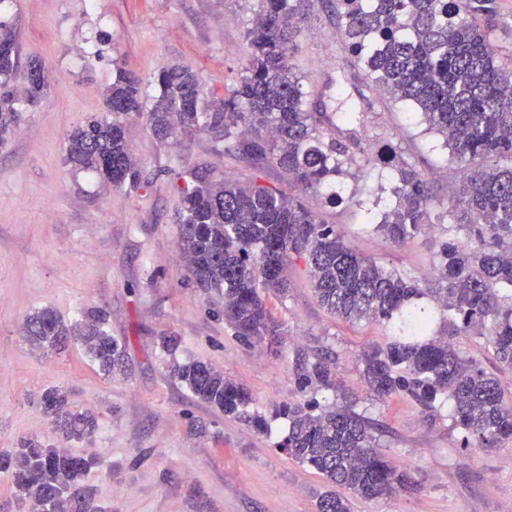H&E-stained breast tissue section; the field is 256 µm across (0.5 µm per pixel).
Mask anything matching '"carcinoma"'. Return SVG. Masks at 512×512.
I'll return each instance as SVG.
<instances>
[{
  "instance_id": "obj_1",
  "label": "carcinoma",
  "mask_w": 512,
  "mask_h": 512,
  "mask_svg": "<svg viewBox=\"0 0 512 512\" xmlns=\"http://www.w3.org/2000/svg\"><path fill=\"white\" fill-rule=\"evenodd\" d=\"M302 0H260L244 32L247 66L228 97L207 93L198 73L173 66L154 76L157 94L118 71L105 90L106 114L90 116L67 136L66 162L114 187L146 184L125 136L121 117L146 113L153 135L166 141L208 131L224 149L257 170L276 167L297 192L254 182H215L193 172L181 188L178 249L196 283L224 295L219 315L235 337L249 344H277L284 331L265 304L288 293L287 270L304 264L318 303L345 322L373 321L390 328L383 347L363 356L362 380L380 401L403 392L424 410L448 405L463 446L494 448L512 442V405L499 380L463 355L455 340L479 336L499 363L512 369V67L500 64L492 40L494 0H336V24L363 70L367 89L379 91L422 117L458 164L461 181L448 209L431 217L429 180L390 147L374 160L355 135L370 96L344 110L325 112L310 101L304 77L290 61L300 32ZM0 145L38 98L17 91L20 66L15 27L0 19ZM388 168L397 174L395 204L365 208L362 224L393 246L437 223L442 235L432 261L433 278L417 279L379 264L347 244L336 225L305 202L312 193L334 205L343 196L335 182L351 170ZM27 341L61 350L79 343L110 374L122 357L106 329V313L92 310L73 324L43 309L23 325ZM171 375L197 398L230 417L267 423L249 412L252 394L201 362L172 363ZM336 388L323 357L298 374L304 391ZM44 410L63 435L94 434L95 419L66 409L59 390H46ZM288 434L278 447L344 490L321 496L318 512H352L350 498L374 500L418 490L411 473L393 466L370 421L349 406L316 401L288 407ZM94 461L64 448L24 439L0 455V472L16 488L19 512H112L95 502L82 480Z\"/></svg>"
}]
</instances>
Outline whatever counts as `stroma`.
<instances>
[{
	"mask_svg": "<svg viewBox=\"0 0 512 512\" xmlns=\"http://www.w3.org/2000/svg\"><path fill=\"white\" fill-rule=\"evenodd\" d=\"M258 0H10L22 60L49 74L48 96L0 147V454L24 438L94 458L85 482L112 512H316L331 486L281 451L288 432L278 411L318 400L348 405L373 422L389 460L419 484L404 496L356 501L353 512H512V442L467 448L448 416L428 417L408 396L378 401L361 379L362 353L387 341L386 327L350 324L317 302L303 267L290 269L287 298L269 297L287 334L280 350L237 340L217 315L221 294L204 291L178 258L179 181L168 169L208 172L216 181L257 182L287 189L278 169L254 170L225 153L208 132L159 141L145 116L125 117V135L148 186L131 191L76 172L65 160L73 128L104 113V90L116 69L135 74L154 95V74L171 66L197 71L208 90L224 95L247 60L244 30ZM335 0H304V30L291 59L315 98L335 110L338 88L363 89L336 27ZM111 35L110 46L99 38ZM362 144L391 146L429 177L435 210L455 191L460 172L438 139L412 124L387 97L374 98L357 129ZM393 176L345 179L357 202L332 207L307 195V205L335 224L345 241L386 266L411 275L431 264L438 230L401 248L362 228L360 202L391 200ZM107 313V329L123 348L120 369L105 376L81 347L44 353L23 339L27 315L51 309L67 320L87 309ZM178 339L175 354L160 345ZM456 346L496 375L512 403V369L485 340ZM330 357L337 390H300L297 374L315 356ZM199 360L247 388L254 413L269 431L225 416L195 398L170 367ZM61 390L67 408L97 422L88 439L64 438L39 403Z\"/></svg>",
	"mask_w": 512,
	"mask_h": 512,
	"instance_id": "35a3bbf8",
	"label": "stroma"
}]
</instances>
